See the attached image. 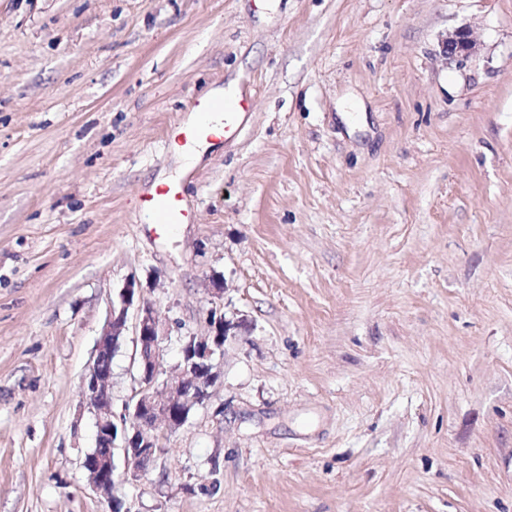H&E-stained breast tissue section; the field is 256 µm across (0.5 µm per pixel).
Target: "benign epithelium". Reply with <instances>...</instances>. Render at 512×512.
Wrapping results in <instances>:
<instances>
[{
	"label": "benign epithelium",
	"instance_id": "obj_1",
	"mask_svg": "<svg viewBox=\"0 0 512 512\" xmlns=\"http://www.w3.org/2000/svg\"><path fill=\"white\" fill-rule=\"evenodd\" d=\"M478 48L470 29L461 28L443 42L449 60L472 57ZM141 296L140 285L132 279L122 289L119 313L112 315L97 343L96 355L82 378V396L93 413L96 426V451L87 453L83 468L89 485L105 495L115 512L123 501L115 494V454L123 453L126 475L140 478L159 453V436L183 426L187 412L210 398V389L220 379V362L224 343L235 336L241 323L226 318L214 320L206 336H191L181 348V361L172 371L163 368L165 335L155 309L146 302L137 308L136 336L139 345L138 367L145 386L132 408L114 421L112 412V368L109 358L117 349L116 339L123 335L128 308Z\"/></svg>",
	"mask_w": 512,
	"mask_h": 512
}]
</instances>
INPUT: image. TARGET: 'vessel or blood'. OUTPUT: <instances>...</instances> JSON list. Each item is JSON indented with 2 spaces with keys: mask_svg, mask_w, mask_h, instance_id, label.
Wrapping results in <instances>:
<instances>
[{
  "mask_svg": "<svg viewBox=\"0 0 512 512\" xmlns=\"http://www.w3.org/2000/svg\"><path fill=\"white\" fill-rule=\"evenodd\" d=\"M246 109L244 101H217L196 97L189 105L193 120L170 127L166 134V144L175 148L193 140L228 138L237 131L241 114ZM142 207L155 217L160 227L174 224H188L193 215L187 207L181 187L175 183H166L148 191L142 198Z\"/></svg>",
  "mask_w": 512,
  "mask_h": 512,
  "instance_id": "vessel-or-blood-1",
  "label": "vessel or blood"
}]
</instances>
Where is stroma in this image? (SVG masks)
Returning a JSON list of instances; mask_svg holds the SVG:
<instances>
[{
    "instance_id": "35a3bbf8",
    "label": "stroma",
    "mask_w": 512,
    "mask_h": 512,
    "mask_svg": "<svg viewBox=\"0 0 512 512\" xmlns=\"http://www.w3.org/2000/svg\"><path fill=\"white\" fill-rule=\"evenodd\" d=\"M223 88L159 230L164 131ZM132 278L165 368L245 327L130 512H512V0H0V512H109L81 381ZM478 48L470 29L461 28L443 42V53L448 60H464L472 57ZM245 109L243 100L225 102L195 97L190 101L187 110L193 113L194 119L170 127L165 144L175 148L193 140L217 138L216 135L224 139L231 137L238 129ZM214 115L220 116L219 123L212 121ZM141 202L142 208L155 216L154 224L161 228L173 224H190L193 220L178 184L157 185L142 197Z\"/></svg>"
}]
</instances>
